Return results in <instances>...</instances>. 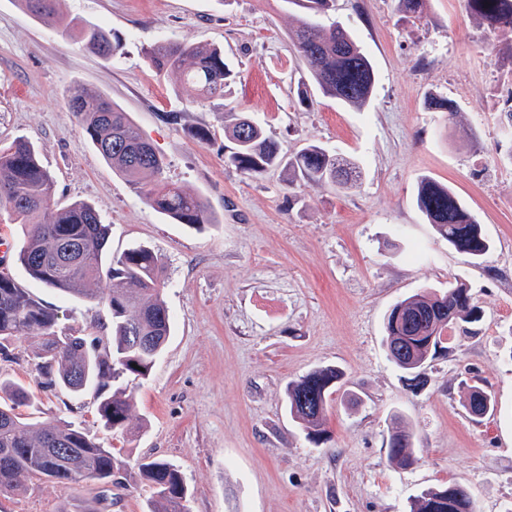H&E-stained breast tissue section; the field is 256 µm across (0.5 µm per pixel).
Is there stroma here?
<instances>
[{
  "label": "stroma",
  "instance_id": "stroma-1",
  "mask_svg": "<svg viewBox=\"0 0 512 512\" xmlns=\"http://www.w3.org/2000/svg\"><path fill=\"white\" fill-rule=\"evenodd\" d=\"M75 26L102 27L122 43L104 59L0 0V142L32 141L54 178V199L90 202L119 253L142 245L163 260L173 332L149 377L133 381V435L112 434L93 393L43 388L37 337L17 340L0 375L35 397V417L84 421L131 461L171 462L189 488L187 512H409L423 490L467 487L477 512L512 507V36L490 32L465 0H428L424 13L396 0H335L341 22L371 58L378 82L360 112L313 92L290 33L287 0H61ZM161 39L223 49L235 76L224 98L188 95L143 54ZM95 92L127 112L164 158L163 178L205 197L216 221L203 228L155 212L87 142L67 108ZM440 95L453 112L431 108ZM258 121L283 156L315 143L355 158L358 188L302 179L286 168L250 177L224 162V128ZM206 130V140L194 136ZM449 185L493 249L481 267L448 246L418 211V180ZM59 311V323L110 336L101 303L77 300L0 263ZM465 283L483 319L444 332L447 352L409 387L383 345L384 319L423 288ZM322 366L344 373L324 440L314 443L286 411L288 381ZM491 391L498 412L464 409L466 385ZM414 433V465L388 456L391 432ZM142 486L42 481L0 496V512H148Z\"/></svg>",
  "mask_w": 512,
  "mask_h": 512
}]
</instances>
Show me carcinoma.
<instances>
[{
  "mask_svg": "<svg viewBox=\"0 0 512 512\" xmlns=\"http://www.w3.org/2000/svg\"><path fill=\"white\" fill-rule=\"evenodd\" d=\"M59 0H20L24 9L50 27L67 33L71 22L59 13ZM334 0H297L304 16L292 32L296 50L319 90L355 110L370 102L376 73L369 58L340 22L324 25ZM470 14L492 31L512 33V0H466ZM85 46L103 57L122 48L98 26L80 30ZM159 74L178 76L183 89L208 99L224 98L230 70L215 46L171 40L155 42L145 51ZM68 110L84 137L103 160L139 193L153 210L179 224L199 227L214 223L207 201L183 187L160 179L163 157L147 142L127 113L101 94H76ZM233 143L224 163L246 175H260L281 165L292 178L351 189L362 171L358 163L318 144H309L290 158L264 136L261 126L241 116L227 128ZM416 204L437 235L455 250L468 254L476 267L493 248L477 218L448 186L428 176L416 186ZM22 226L17 260L45 287L77 299L99 300L112 326L108 341L87 340L58 327L57 311L45 305L16 278L0 282V358L14 359L11 342L35 335L34 352L41 384L79 395L92 392L98 416L114 434L132 433L133 395L129 379L149 376L171 334V316L163 300L165 278L159 257L146 247L114 254L109 248L110 225L88 202L60 206L54 183L40 164L34 145L17 137L0 147V212ZM479 307L463 283L448 289H422L397 302L384 320L389 359L419 380L429 358L441 344L443 331L455 324L479 322ZM343 373L324 366L288 382L286 409L307 436L318 441L330 397ZM464 407L474 419L493 416L491 392L466 385ZM32 395L20 384L0 378V494L20 495L38 481L103 485H144L151 491L149 512H186L188 487L172 463L143 459L130 464L122 448H106L80 421L41 422L18 411L31 406ZM389 458L414 463L408 431H395L388 442ZM410 512H476L468 490L458 483L429 488L411 503Z\"/></svg>",
  "mask_w": 512,
  "mask_h": 512,
  "instance_id": "1",
  "label": "carcinoma"
}]
</instances>
